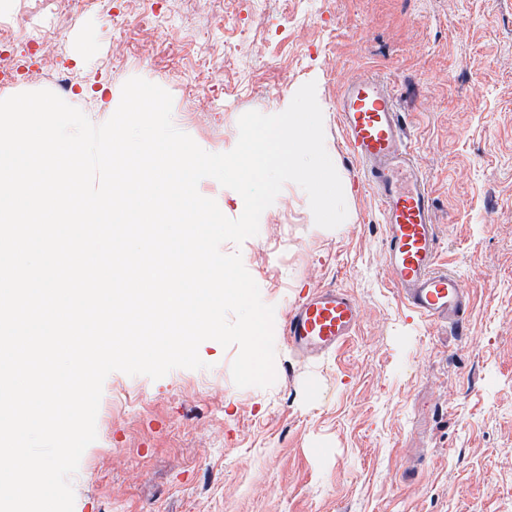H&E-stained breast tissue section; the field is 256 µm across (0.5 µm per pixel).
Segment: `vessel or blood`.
<instances>
[{"instance_id":"vessel-or-blood-1","label":"vessel or blood","mask_w":512,"mask_h":512,"mask_svg":"<svg viewBox=\"0 0 512 512\" xmlns=\"http://www.w3.org/2000/svg\"><path fill=\"white\" fill-rule=\"evenodd\" d=\"M344 139L383 216L385 268L402 302L434 323L463 328L469 292L463 279L439 269L434 207L388 81L363 73L343 86L336 106ZM360 317L354 298L340 288L314 290L288 314L289 347L305 358L335 353Z\"/></svg>"}]
</instances>
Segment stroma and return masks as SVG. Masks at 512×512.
<instances>
[{
  "instance_id": "obj_1",
  "label": "stroma",
  "mask_w": 512,
  "mask_h": 512,
  "mask_svg": "<svg viewBox=\"0 0 512 512\" xmlns=\"http://www.w3.org/2000/svg\"><path fill=\"white\" fill-rule=\"evenodd\" d=\"M14 93L54 90L96 125L140 77L172 121L225 153L238 120L284 111L315 82L347 218L318 227L286 183L240 253L274 308L276 380L240 388L237 346L201 369L103 384L97 439L71 478L74 512H512V0H40L18 42ZM388 78L434 197L438 262L470 294L465 335L402 303L384 267L377 201L360 183L336 100L363 71ZM343 288L361 316L335 354L290 353L288 311Z\"/></svg>"
}]
</instances>
